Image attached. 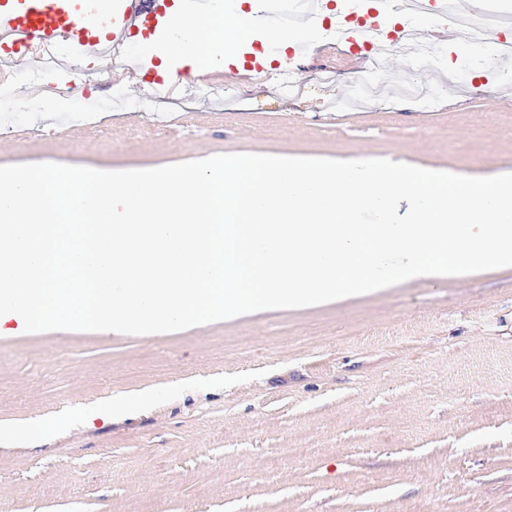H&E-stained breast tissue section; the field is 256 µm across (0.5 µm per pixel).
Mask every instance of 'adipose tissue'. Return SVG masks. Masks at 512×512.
I'll list each match as a JSON object with an SVG mask.
<instances>
[{"mask_svg": "<svg viewBox=\"0 0 512 512\" xmlns=\"http://www.w3.org/2000/svg\"><path fill=\"white\" fill-rule=\"evenodd\" d=\"M262 28L267 31L265 47L282 50L292 41L287 28H264L258 0H235L229 11L220 2L205 14L176 11L156 54L165 71H172L177 62L197 71L223 64L225 45L250 40Z\"/></svg>", "mask_w": 512, "mask_h": 512, "instance_id": "1", "label": "adipose tissue"}]
</instances>
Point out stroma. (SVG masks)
Listing matches in <instances>:
<instances>
[{
    "instance_id": "1",
    "label": "stroma",
    "mask_w": 512,
    "mask_h": 512,
    "mask_svg": "<svg viewBox=\"0 0 512 512\" xmlns=\"http://www.w3.org/2000/svg\"><path fill=\"white\" fill-rule=\"evenodd\" d=\"M145 41L115 61L141 60L139 88L89 57L43 75L40 100L68 101L51 122L0 111V165L251 153L512 171V83L457 39L416 74L388 56L383 90L352 110L334 103L369 65L343 45L276 54L220 98L187 90L180 114L151 98ZM412 78L441 97L395 95ZM141 392L150 407L74 416ZM46 420L38 442L0 441V512H512V267L171 333L0 336V423Z\"/></svg>"
}]
</instances>
